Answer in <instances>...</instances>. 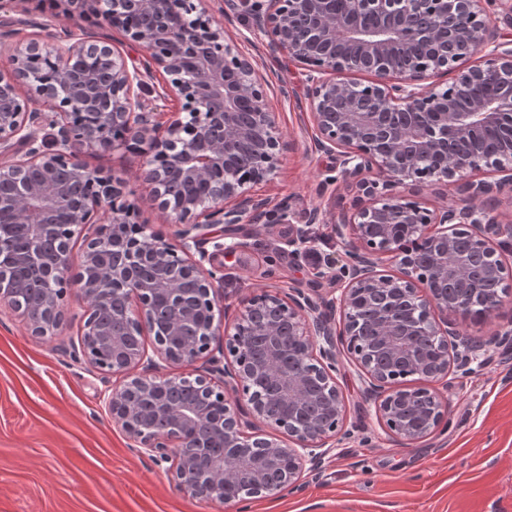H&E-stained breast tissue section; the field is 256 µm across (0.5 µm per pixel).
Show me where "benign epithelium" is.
<instances>
[{"instance_id": "obj_1", "label": "benign epithelium", "mask_w": 512, "mask_h": 512, "mask_svg": "<svg viewBox=\"0 0 512 512\" xmlns=\"http://www.w3.org/2000/svg\"><path fill=\"white\" fill-rule=\"evenodd\" d=\"M504 2H224L252 18L270 55L305 66L315 148L336 156L320 182L326 203L301 215L287 245L307 256L309 225L326 224L347 259L339 271L333 256L320 267L340 282L334 293L262 289L238 298L231 321L216 317L215 259L239 243L212 230L292 216L287 202L252 193L286 149L258 60L201 0H60L31 38L0 29V182L15 187L0 196V249L24 232L20 260L42 291L38 307L25 304L0 263V306L48 339L77 294L78 357L117 377L104 394L112 422L193 499L293 492L321 468L349 435L341 349L394 442L447 429L435 384L471 376L489 347L512 343L511 319L484 342L448 322L495 318L512 296V218L494 207L512 196V148L486 146L490 135L512 140V40L491 12ZM60 18L118 29L140 56L63 40ZM361 62L374 79L348 78ZM448 71L451 82L421 86ZM158 74L161 84L149 83ZM147 96L177 109L159 123ZM121 148L145 157L141 177L172 235L140 222L125 181L82 160ZM441 182L456 184V200L429 207L412 192ZM340 184L354 189L348 203ZM90 224L77 258L73 241ZM144 334L150 350L123 339ZM171 367L180 372H163Z\"/></svg>"}]
</instances>
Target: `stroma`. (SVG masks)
Masks as SVG:
<instances>
[{"label": "stroma", "instance_id": "35a3bbf8", "mask_svg": "<svg viewBox=\"0 0 512 512\" xmlns=\"http://www.w3.org/2000/svg\"><path fill=\"white\" fill-rule=\"evenodd\" d=\"M243 53L260 60L271 111L294 142L256 194L288 201L299 214L319 204L333 156L315 149L303 69L266 53L247 17L226 20ZM89 170L127 179L152 228L170 233L139 177L142 159L118 149L88 154ZM289 224H240V247L224 256L229 300L263 286L288 288L317 279L320 259L337 251L326 225L308 258L295 260L283 245ZM83 304L71 300L56 336L38 339L10 310H0V512H512V350L494 347L485 367L453 382L451 425L416 447L400 448L382 432L363 403L359 370L349 360L338 382L348 407L350 439L339 444L319 475L301 490L243 503L189 498L167 476L166 463L142 457L113 424L103 404L111 379L77 361Z\"/></svg>", "mask_w": 512, "mask_h": 512}]
</instances>
